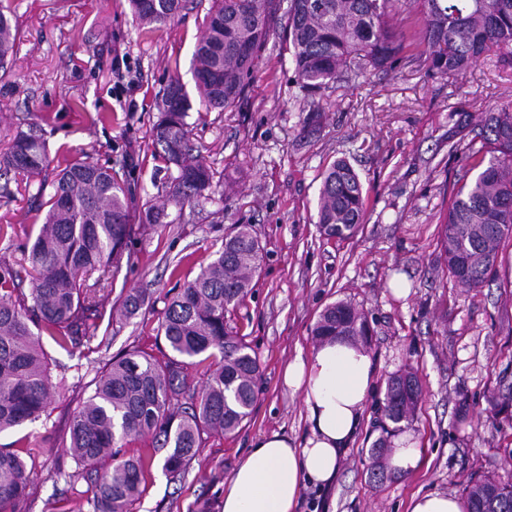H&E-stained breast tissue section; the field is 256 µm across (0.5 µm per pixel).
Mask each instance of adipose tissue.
Returning <instances> with one entry per match:
<instances>
[{
  "label": "adipose tissue",
  "instance_id": "ef3b65f1",
  "mask_svg": "<svg viewBox=\"0 0 512 512\" xmlns=\"http://www.w3.org/2000/svg\"><path fill=\"white\" fill-rule=\"evenodd\" d=\"M377 379L370 352L345 336L290 361L283 383L300 396L307 429L257 436L224 485L221 512H296L306 486L330 488Z\"/></svg>",
  "mask_w": 512,
  "mask_h": 512
}]
</instances>
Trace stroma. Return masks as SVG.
<instances>
[{
    "label": "stroma",
    "instance_id": "1",
    "mask_svg": "<svg viewBox=\"0 0 512 512\" xmlns=\"http://www.w3.org/2000/svg\"><path fill=\"white\" fill-rule=\"evenodd\" d=\"M0 5L18 33L14 61L0 69V150L33 129L49 160L38 177L0 176V263H16L67 162L112 167L130 182L135 209L168 191L177 171L152 142L156 102L173 75L194 90L193 56L211 0H186L179 19L152 30L135 24L127 0ZM117 56L134 86H121L113 73ZM302 97L288 50L274 36L239 107L209 112L194 104L188 122L203 163L239 177L238 190L228 196L212 187L206 199L171 209L170 224L133 240L130 260L104 282L94 340L68 352L44 339L50 413L0 434L2 447L23 449L32 434L53 450L29 462L20 512H94L91 480L69 455L68 419L112 357L133 345L158 352L157 314L167 294L211 261L232 224L253 225L264 246L251 290L227 315L259 360L258 402L237 433L206 438L183 479L154 465L130 512H221L224 484L251 439L304 434L303 406L284 388L282 372L297 354L312 352L315 322L339 301L366 315L379 379L406 367L416 372L423 397L407 432L423 450L422 464L404 476H372L369 450L380 429L376 406L367 403L334 487L305 488L300 512H409L420 492L464 497L470 476L512 483L504 464L512 422L489 413L500 380L512 378V240L496 276L478 291L446 274L439 243L453 189L473 177L463 156L448 152L450 112L512 101V65L491 59L463 80L407 66L367 74L325 93L321 126L311 133ZM340 158L366 193L365 222L346 241L325 239L316 226L322 174ZM133 290L152 297L153 313L113 322V307Z\"/></svg>",
    "mask_w": 512,
    "mask_h": 512
}]
</instances>
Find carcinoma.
Listing matches in <instances>:
<instances>
[{
	"mask_svg": "<svg viewBox=\"0 0 512 512\" xmlns=\"http://www.w3.org/2000/svg\"><path fill=\"white\" fill-rule=\"evenodd\" d=\"M136 22L164 25L184 8L183 0H128ZM401 0H213L195 51V84L206 109L237 106L253 81L271 36L283 30L293 72L304 92L308 125L320 126L316 96L399 63L434 74L464 78L494 54L512 64V0H412L420 24L412 45L393 21ZM16 31L0 9V68L12 59ZM190 96L170 77L158 103L161 117L152 138L178 171L163 200L134 212L129 186L112 168L91 160L67 164L52 183L42 227L17 266H0V432L39 420L50 405L49 381L40 337L46 333L68 350L90 334L98 318L97 289L86 285L95 271L120 267L128 243L148 229L167 226V208L205 196L215 173L195 154L186 121ZM448 130V153L462 152L479 173L453 192L440 242L450 277L464 288H481L496 268L501 243L512 238V102L487 112L457 111ZM48 163L35 131L18 134L0 153V170L37 176ZM366 214L363 185L352 165L338 159L323 173L317 227L329 239L354 237ZM262 247L250 224L224 228L213 259L167 298L157 336L168 352L155 356L138 348L109 362L93 393L69 423L72 458L95 471V512H129L144 491L157 456L171 478L185 476L199 456L203 436L232 435L248 419L259 394L260 364L226 316L243 301L260 268ZM29 284V292L23 284ZM149 307L132 291L121 316ZM312 335H369L368 322L346 302L329 305ZM190 365L204 366L200 385L187 382ZM422 399L415 373L405 368L388 377L381 400L382 435L371 456L386 451L392 433L410 424ZM512 407V381L499 382L491 411ZM151 437L134 455L121 452L130 437ZM52 449L29 439L25 454L0 447V512H17L27 496V460ZM466 512H512V485L494 478L469 479Z\"/></svg>",
	"mask_w": 512,
	"mask_h": 512,
	"instance_id": "cac0c4a2",
	"label": "carcinoma"
}]
</instances>
